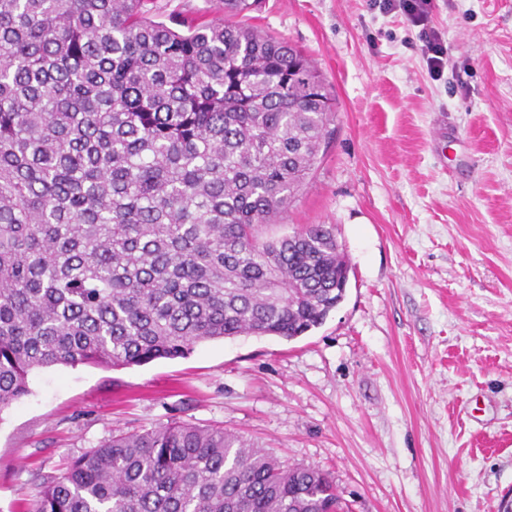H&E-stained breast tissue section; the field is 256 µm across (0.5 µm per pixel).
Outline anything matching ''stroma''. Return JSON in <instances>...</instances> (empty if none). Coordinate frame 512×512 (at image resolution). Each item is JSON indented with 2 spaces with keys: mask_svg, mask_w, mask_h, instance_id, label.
I'll return each instance as SVG.
<instances>
[{
  "mask_svg": "<svg viewBox=\"0 0 512 512\" xmlns=\"http://www.w3.org/2000/svg\"><path fill=\"white\" fill-rule=\"evenodd\" d=\"M242 24L301 49L336 136L266 237L331 224L344 301L287 341L239 336L143 366L33 371L0 411V512L112 435L222 426L332 473L353 512H498L512 498V0H434L448 65L370 0H260Z\"/></svg>",
  "mask_w": 512,
  "mask_h": 512,
  "instance_id": "1",
  "label": "stroma"
}]
</instances>
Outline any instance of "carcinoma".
Here are the masks:
<instances>
[{
    "label": "carcinoma",
    "instance_id": "cac0c4a2",
    "mask_svg": "<svg viewBox=\"0 0 512 512\" xmlns=\"http://www.w3.org/2000/svg\"><path fill=\"white\" fill-rule=\"evenodd\" d=\"M148 0H0V412L53 366L287 340L343 301L335 229L263 237L334 138L301 50ZM258 0H216L226 15ZM28 512H344L332 475L223 427L120 434Z\"/></svg>",
    "mask_w": 512,
    "mask_h": 512
}]
</instances>
